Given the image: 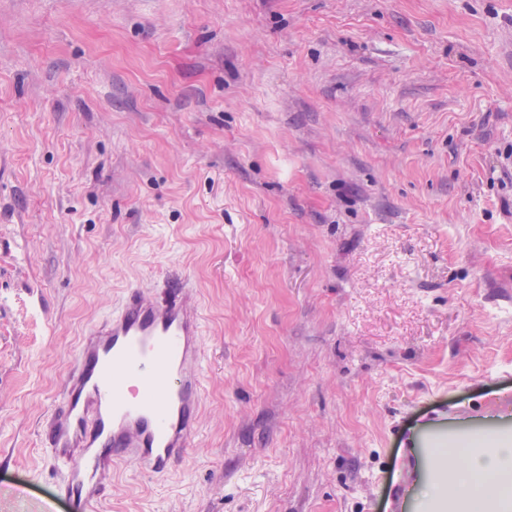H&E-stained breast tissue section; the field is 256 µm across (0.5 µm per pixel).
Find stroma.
Instances as JSON below:
<instances>
[{
	"mask_svg": "<svg viewBox=\"0 0 512 512\" xmlns=\"http://www.w3.org/2000/svg\"><path fill=\"white\" fill-rule=\"evenodd\" d=\"M167 278L198 435L100 512H393L409 432L512 429V0H0V512Z\"/></svg>",
	"mask_w": 512,
	"mask_h": 512,
	"instance_id": "35a3bbf8",
	"label": "stroma"
}]
</instances>
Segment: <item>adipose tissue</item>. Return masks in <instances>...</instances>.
Masks as SVG:
<instances>
[{
	"label": "adipose tissue",
	"instance_id": "1",
	"mask_svg": "<svg viewBox=\"0 0 512 512\" xmlns=\"http://www.w3.org/2000/svg\"><path fill=\"white\" fill-rule=\"evenodd\" d=\"M453 512H497L512 504V443L490 441L448 450Z\"/></svg>",
	"mask_w": 512,
	"mask_h": 512
}]
</instances>
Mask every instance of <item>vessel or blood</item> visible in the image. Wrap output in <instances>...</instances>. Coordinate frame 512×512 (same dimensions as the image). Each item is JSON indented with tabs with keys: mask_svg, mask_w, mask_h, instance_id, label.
Instances as JSON below:
<instances>
[{
	"mask_svg": "<svg viewBox=\"0 0 512 512\" xmlns=\"http://www.w3.org/2000/svg\"><path fill=\"white\" fill-rule=\"evenodd\" d=\"M203 353L199 308L181 280L127 289L120 306L89 329L45 431L62 469L58 493L72 512H98L118 462L157 478L185 458L197 434ZM485 439L422 430L414 448L418 475L447 485L451 466L442 447ZM399 512H448V499L404 498Z\"/></svg>",
	"mask_w": 512,
	"mask_h": 512,
	"instance_id": "vessel-or-blood-1",
	"label": "vessel or blood"
}]
</instances>
